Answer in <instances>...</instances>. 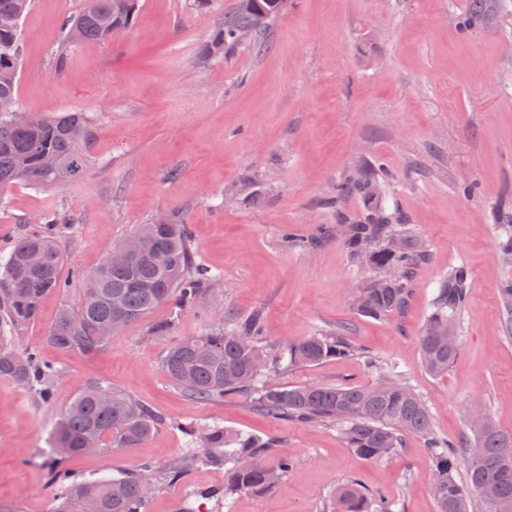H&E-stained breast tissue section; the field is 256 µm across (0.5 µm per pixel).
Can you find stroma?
I'll use <instances>...</instances> for the list:
<instances>
[{
  "label": "stroma",
  "instance_id": "obj_1",
  "mask_svg": "<svg viewBox=\"0 0 512 512\" xmlns=\"http://www.w3.org/2000/svg\"><path fill=\"white\" fill-rule=\"evenodd\" d=\"M238 0H139L133 23L104 42L75 46L52 66L59 27L83 0H32L20 21L18 104L37 116L82 112L95 135L79 179L46 189L0 190V258L16 234L57 206L76 219L65 270L90 272L113 247L161 214L183 216L196 262L219 273L203 305H163L121 329L92 356L65 354L43 338L78 287L48 295L19 347L40 346L60 371L48 407L0 377V512H47L49 475L40 457L57 407L104 382L155 410L163 425L129 455H88L67 467L86 476L153 467L147 512H332L338 485L380 492L395 512H436L422 440L381 459L348 448L335 427L276 420L246 396L188 399L161 366L173 344L260 313L273 349L347 328L355 344L400 363L426 401L435 432L455 441L464 410L486 409L512 431V332L500 290L512 265L499 255V210L512 208V0L482 27L462 32L468 0H288L267 46L208 51ZM385 172L388 207L411 224L431 258L406 308L372 318L351 305L368 279L336 235L338 215L364 216L360 196L330 207L336 185L371 165ZM294 234L298 246L288 243ZM473 277L460 351L446 375L424 369L418 334L450 265ZM174 319L164 336L156 323ZM280 384L368 386L360 357L284 369ZM218 424L268 441L271 463L294 459L273 488L220 496L224 470L166 462L191 446L182 426Z\"/></svg>",
  "mask_w": 512,
  "mask_h": 512
}]
</instances>
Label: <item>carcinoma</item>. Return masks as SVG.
Wrapping results in <instances>:
<instances>
[{
  "mask_svg": "<svg viewBox=\"0 0 512 512\" xmlns=\"http://www.w3.org/2000/svg\"><path fill=\"white\" fill-rule=\"evenodd\" d=\"M499 0H470L463 27L477 26L496 8ZM29 0H0V15L20 19ZM137 0H84L81 10L60 26L55 49L61 67L67 49L76 42L106 41L112 27H127ZM253 22L242 7L224 16L209 46L214 53L237 46L236 33ZM79 38H73V32ZM21 65L19 29H0V97H17ZM89 119L80 112L32 116L21 123L0 113V188L24 184L49 188L81 177L87 169L83 147L93 138ZM52 154L59 168L49 170L43 157ZM383 172L369 166L357 176L336 185V200L360 195L375 201L363 219L340 218L343 245L352 261L368 267L372 275L353 296L356 310L369 317H385L404 309L417 269L430 254L413 235L402 216L379 202ZM72 219L59 212L45 214L40 223L20 235L0 263V327L14 329L40 319L42 303L68 287L63 278L66 243ZM143 251L124 265L101 264L90 273L75 272L81 298L77 306L62 307L48 328L45 342L63 353L90 355L107 348L97 327L112 324V332L138 322L158 306L173 302L195 306L220 275L198 265L187 224L177 216L166 223L139 225L135 232ZM497 244L505 261L512 262V211H503ZM38 252L44 263L29 265ZM473 281L461 263L448 268L436 290L432 311L418 336L421 358L433 376L448 373L459 353L457 336ZM263 321L258 313L211 329L205 334L171 346L162 356L164 372L186 396L213 401L226 395L252 397L262 413L303 423L336 426L349 447L367 459H379L402 446L403 438L424 439L437 459L430 489L437 512H468L472 496L479 497L482 512H497L503 499L512 500V433L491 419L470 434L450 442L434 432L425 402L407 385L395 361L367 363L377 371L370 386L307 384L283 387L276 373L294 365H316L352 356L358 347L342 329L315 334L289 343L268 356L260 346ZM59 371L42 362L33 350L16 347L0 336V377H5L37 397L54 403V382ZM163 423L148 406L109 384L93 382L80 389L56 410L43 449L52 494L49 512H146L155 485L143 473L112 474L95 478L79 476L62 467L85 455L88 445L109 458L130 453ZM191 437L190 456L168 465L167 476L176 478L190 465L224 467V496L272 488L294 468L283 459L276 466L260 462L270 443L220 425L205 431L185 430ZM464 462L468 481L454 476V466ZM336 512H394L393 504L375 498L355 481L336 487Z\"/></svg>",
  "mask_w": 512,
  "mask_h": 512,
  "instance_id": "cac0c4a2",
  "label": "carcinoma"
}]
</instances>
